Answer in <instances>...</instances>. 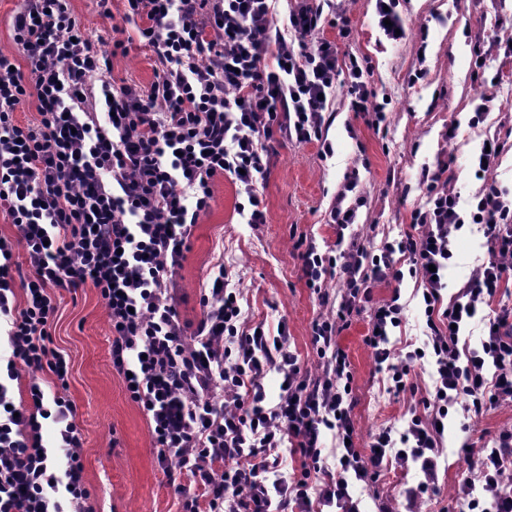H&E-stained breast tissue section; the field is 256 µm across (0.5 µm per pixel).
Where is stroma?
I'll return each mask as SVG.
<instances>
[{
  "mask_svg": "<svg viewBox=\"0 0 512 512\" xmlns=\"http://www.w3.org/2000/svg\"><path fill=\"white\" fill-rule=\"evenodd\" d=\"M70 7L89 39L110 53L109 80L149 87L155 79V58L138 41L135 24L126 21L124 0H112L108 18L99 13L96 0H70ZM343 7L351 21V37L338 39L331 27L324 35L336 40L340 54L354 55L368 68L375 100L385 108V122L374 128L355 116L349 109L347 85L337 83L325 128L333 156L323 157L311 144L275 143L259 186L266 212L262 224L248 223L240 215L247 197L233 178L216 177L211 207L201 214L178 271L183 320L198 317L209 270L224 264L231 287L240 293L246 321L272 329L287 321L291 350L311 366L316 363L311 327L324 308L301 277L293 243L305 235L319 248L334 245L329 207L347 173L358 171L357 192L367 199L357 212L354 229L374 252L384 241L409 232L410 212L420 203L417 184L423 168L454 157L455 190L466 199L479 189L471 160L487 137H497L504 145L497 179L512 192V78L493 83L499 60L486 56L478 69L473 53L481 29L495 26L501 38L512 39V0H399L397 9L409 29L397 43L379 29L375 0H345ZM119 27L131 39L124 53L113 50ZM482 90L496 95L499 107L473 129V99ZM453 123L458 135L449 141L444 132ZM454 248L460 261L448 269L451 294L467 280L473 259L486 251L481 233L468 226L458 234ZM414 285L407 276L396 288L378 285L374 296L384 299L400 291L408 303L401 339L419 346L424 342L425 317ZM56 303L52 339L69 363L66 395L83 434L84 478L92 512H181L157 462L147 416L112 368L105 301L95 288L85 286L57 290ZM368 319L365 311L355 315L339 338L354 376L356 443L361 448L378 429L403 426L405 414L419 405L431 383L430 367H418L412 373V391L398 397L384 391L372 351L364 342ZM509 427L512 405L491 410L470 431L462 416H449L438 460L440 491L435 500L423 504V512H459L454 490L472 464L465 443L471 433L489 439ZM422 478L417 466L392 467L374 489L363 493V512H376L381 497L402 512V488L417 485Z\"/></svg>",
  "mask_w": 512,
  "mask_h": 512,
  "instance_id": "stroma-1",
  "label": "stroma"
}]
</instances>
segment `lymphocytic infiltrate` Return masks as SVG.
I'll list each match as a JSON object with an SVG mask.
<instances>
[{
  "label": "lymphocytic infiltrate",
  "mask_w": 512,
  "mask_h": 512,
  "mask_svg": "<svg viewBox=\"0 0 512 512\" xmlns=\"http://www.w3.org/2000/svg\"><path fill=\"white\" fill-rule=\"evenodd\" d=\"M319 0H290L293 38L274 31V0H125L126 19H140V38L159 67L149 89L113 85L108 54L96 49L69 0H26L13 18V41L26 70L0 53V211L14 228L0 237V319L10 354L0 372V512H87L83 435L67 398L69 364L52 345L55 292L86 285L105 300L112 367L140 405L183 512H360L351 485L371 489L392 464L419 465L424 478L403 488L407 512L437 492L440 425L450 412L479 418L512 404V308L493 309L477 349L461 353V329L491 304L512 278V193L494 175L502 147L490 139L469 200L450 185L447 162L423 171L426 199L410 216L411 232L379 253L350 233L365 199L349 175L329 212L339 255L307 237L296 248L308 288L327 301L338 278L334 311L312 325L318 358L308 369L288 346V327L246 325L239 294L223 265H214L196 322L177 306V275L187 242L213 199L212 182L233 176L248 198V221L266 215L257 182L270 141L333 147L323 134L328 98L345 78L351 111L385 121L368 72L356 57L340 58L335 41L307 43L321 21ZM101 77L93 86L92 77ZM36 101V126L15 113ZM478 224L487 255L467 281L444 298L452 244ZM25 252L14 259L15 247ZM414 277L421 290L426 341L397 357L392 332L405 320L399 295L377 302L375 284ZM371 306L364 338L387 391L410 390V375L430 356L433 388L402 432L375 433L368 450L353 443V375L340 333ZM283 386L268 403L264 379ZM29 374V403H15L12 383ZM49 374L53 391L37 380ZM57 426L67 466L57 471L41 435ZM333 451H326L324 431ZM300 455V472L283 471L284 453ZM473 473L457 486L463 512H512V428L473 449Z\"/></svg>",
  "instance_id": "obj_1"
}]
</instances>
